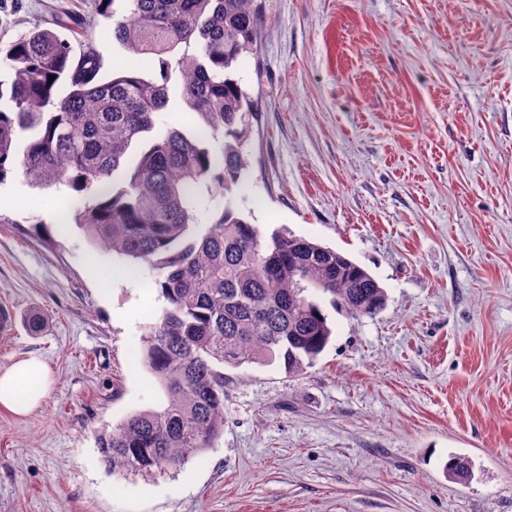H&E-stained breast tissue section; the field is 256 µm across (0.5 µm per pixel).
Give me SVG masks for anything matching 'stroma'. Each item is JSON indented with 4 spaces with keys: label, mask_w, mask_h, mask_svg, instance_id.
<instances>
[{
    "label": "stroma",
    "mask_w": 512,
    "mask_h": 512,
    "mask_svg": "<svg viewBox=\"0 0 512 512\" xmlns=\"http://www.w3.org/2000/svg\"><path fill=\"white\" fill-rule=\"evenodd\" d=\"M95 0H0V41ZM238 74L258 118L236 203L385 289L328 309L302 372L226 368L224 432L183 466L116 477L101 431L162 408L144 362L165 302L63 223L67 189L0 183V369L53 385L0 409V512H512V0H261ZM39 315L40 332L26 319ZM471 463L464 478L448 462ZM52 385L48 366L29 357L0 371V407L25 415L47 396Z\"/></svg>",
    "instance_id": "obj_1"
}]
</instances>
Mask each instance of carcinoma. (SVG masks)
<instances>
[{"label":"carcinoma","instance_id":"cac0c4a2","mask_svg":"<svg viewBox=\"0 0 512 512\" xmlns=\"http://www.w3.org/2000/svg\"><path fill=\"white\" fill-rule=\"evenodd\" d=\"M90 16L35 27L0 43V182L15 170L33 187L64 186L78 199L72 220L106 250L154 273L167 306L144 327V360L167 405L128 416L98 448L117 477L183 465L224 432V367L283 364L302 372L332 336L314 299L374 315L385 289L363 267L286 229L261 232L233 205L249 165L254 100L236 76L256 48L257 0H97ZM112 20V40L158 58L159 77L116 71L92 34ZM136 24L129 23L130 18ZM54 81H49L50 76ZM175 81L197 127L157 130ZM224 208L200 229L203 194Z\"/></svg>","mask_w":512,"mask_h":512}]
</instances>
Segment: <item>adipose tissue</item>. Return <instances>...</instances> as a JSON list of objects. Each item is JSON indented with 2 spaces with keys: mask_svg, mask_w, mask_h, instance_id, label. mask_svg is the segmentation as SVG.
<instances>
[{
  "mask_svg": "<svg viewBox=\"0 0 512 512\" xmlns=\"http://www.w3.org/2000/svg\"><path fill=\"white\" fill-rule=\"evenodd\" d=\"M52 385L48 366L29 357L0 371V407L24 415L37 407Z\"/></svg>",
  "mask_w": 512,
  "mask_h": 512,
  "instance_id": "ef3b65f1",
  "label": "adipose tissue"
}]
</instances>
